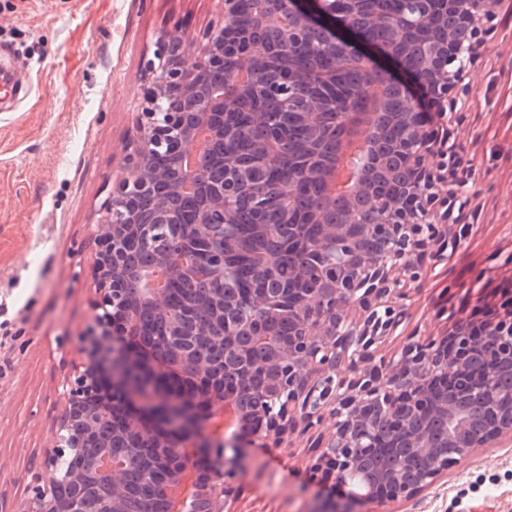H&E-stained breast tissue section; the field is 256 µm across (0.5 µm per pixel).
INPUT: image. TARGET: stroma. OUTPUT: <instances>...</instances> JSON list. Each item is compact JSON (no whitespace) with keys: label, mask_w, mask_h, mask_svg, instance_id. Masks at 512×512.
I'll use <instances>...</instances> for the list:
<instances>
[{"label":"stroma","mask_w":512,"mask_h":512,"mask_svg":"<svg viewBox=\"0 0 512 512\" xmlns=\"http://www.w3.org/2000/svg\"><path fill=\"white\" fill-rule=\"evenodd\" d=\"M218 0H0V512H21L41 473L90 322L94 232L123 173L145 62L162 28L195 35ZM452 138L475 166L463 247L409 301L405 332L444 336L512 285V13L501 10L467 77ZM312 450L254 448L233 512H309ZM374 512H512V447L479 448L411 500Z\"/></svg>","instance_id":"stroma-1"}]
</instances>
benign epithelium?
<instances>
[{
	"label": "benign epithelium",
	"mask_w": 512,
	"mask_h": 512,
	"mask_svg": "<svg viewBox=\"0 0 512 512\" xmlns=\"http://www.w3.org/2000/svg\"><path fill=\"white\" fill-rule=\"evenodd\" d=\"M221 13L189 38L162 29L145 68L143 106L124 157L126 175L102 203L105 218L95 234L92 322L78 337L80 362L66 385L64 408L48 449L41 482L21 512H126L127 470L145 459L168 467L162 494L171 501L183 487L182 512H227V498L246 468L247 449L278 445L293 434L319 431L311 465L324 491L311 512H363L369 503L413 498L448 466L477 448L512 444V388L499 384L512 371V296L482 323L455 322L439 339H409L386 357L381 348L398 337L412 291L437 263L456 254L470 225L454 211L471 177L448 129L425 104L440 109L467 74L480 37L502 0H445L447 34L428 35L415 89L380 66L392 55L370 26L356 22L359 0H277L260 19L241 0H219ZM261 30L281 46L300 47L319 35L329 54L320 65L303 61L270 82V49L251 34ZM367 76L342 113L340 132L305 146L303 157L338 146L366 129L357 145L363 167L336 176L319 162L288 172L280 185V222L291 225L299 196L314 188L319 203L309 215L317 243L295 270L292 302L254 288L253 306L296 323L288 339L272 340L264 384L249 400L216 383L221 373L208 359L213 336L186 338L192 310L174 309L168 291L152 297L132 288L126 244L169 235L173 248L153 253L148 269L181 277L177 286L207 297L203 307L222 328L224 341L252 329L241 312L239 289L229 282L228 251H236L238 217L228 185L239 163L225 147L224 112L279 97L295 127L312 125L335 106L338 73ZM406 91L411 120L398 138L417 171L415 185L371 224L336 222V209L352 212L370 193L379 113L390 108V87ZM208 132L196 164L186 163L200 131ZM249 138L253 157L272 169L281 148L272 137ZM161 315L159 332L143 333L142 314ZM120 401L136 445L124 456L112 446L89 448L85 438ZM238 431L226 437L225 419ZM411 448L417 466L375 477L362 492L348 478L385 448Z\"/></svg>",
	"instance_id": "benign-epithelium-1"
}]
</instances>
